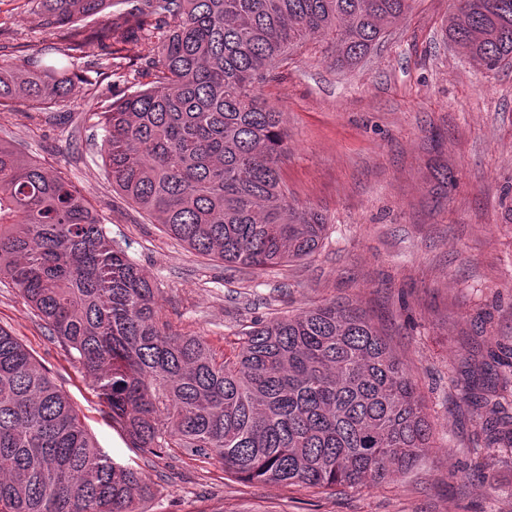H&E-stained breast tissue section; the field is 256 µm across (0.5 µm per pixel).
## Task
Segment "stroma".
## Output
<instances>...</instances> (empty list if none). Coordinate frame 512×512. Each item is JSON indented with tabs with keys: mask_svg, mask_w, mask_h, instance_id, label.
Listing matches in <instances>:
<instances>
[{
	"mask_svg": "<svg viewBox=\"0 0 512 512\" xmlns=\"http://www.w3.org/2000/svg\"><path fill=\"white\" fill-rule=\"evenodd\" d=\"M455 0H410L353 68L306 42L258 87L282 114L289 199L326 221L311 257L252 272L198 257L113 188L95 115L136 88L122 68L76 82L53 111L0 107V139L63 171L110 236L157 285L173 333L216 352L254 320L325 303L362 313L418 385L433 443L397 481L339 493L245 484L216 459L128 447L98 390L10 282L0 327L67 394L102 453L139 469L154 512H512V448L489 452L486 408L465 380L512 417V66L486 71L445 35ZM26 0H0V52H39Z\"/></svg>",
	"mask_w": 512,
	"mask_h": 512,
	"instance_id": "obj_1",
	"label": "stroma"
}]
</instances>
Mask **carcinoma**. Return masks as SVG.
Here are the masks:
<instances>
[{
    "mask_svg": "<svg viewBox=\"0 0 512 512\" xmlns=\"http://www.w3.org/2000/svg\"><path fill=\"white\" fill-rule=\"evenodd\" d=\"M59 57H0V106L45 112L69 93L80 54L115 46L112 0H35ZM449 41L488 71L512 63V0H458ZM408 0H142L157 51L139 87L98 113L108 177L194 254L245 269L312 256L322 214L288 199L281 113L257 85L308 40L354 66ZM96 17L88 27L82 21ZM9 280L108 404L132 448L215 456L245 483L358 489L424 455L431 423L386 339L334 303L259 320L218 358L174 335L156 288L60 172L0 141V280ZM512 447V424L486 422ZM142 473L103 455L68 396L0 327V512H149Z\"/></svg>",
    "mask_w": 512,
    "mask_h": 512,
    "instance_id": "carcinoma-1",
    "label": "carcinoma"
}]
</instances>
